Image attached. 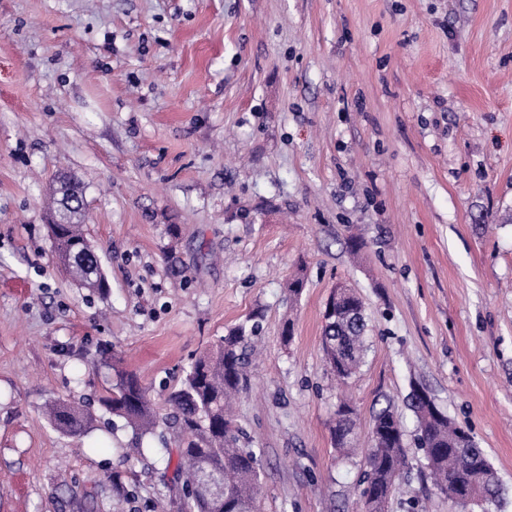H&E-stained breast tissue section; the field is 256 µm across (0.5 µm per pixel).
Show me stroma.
Returning a JSON list of instances; mask_svg holds the SVG:
<instances>
[{
	"mask_svg": "<svg viewBox=\"0 0 512 512\" xmlns=\"http://www.w3.org/2000/svg\"><path fill=\"white\" fill-rule=\"evenodd\" d=\"M64 175L100 292L48 232ZM339 284L371 341L342 385L322 350ZM243 323L261 512H360L385 408L407 438L386 512H463L415 446V385L485 451L490 512H512V0H0V512H174L168 396ZM116 356L161 413L138 455L101 403ZM49 415L59 428L71 434L84 432L89 422L87 413L67 404L51 405ZM354 411L347 404L338 406L336 421L332 427V439L337 449L346 451L352 444L355 426Z\"/></svg>",
	"mask_w": 512,
	"mask_h": 512,
	"instance_id": "obj_1",
	"label": "stroma"
}]
</instances>
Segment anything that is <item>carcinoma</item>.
<instances>
[{
    "mask_svg": "<svg viewBox=\"0 0 512 512\" xmlns=\"http://www.w3.org/2000/svg\"><path fill=\"white\" fill-rule=\"evenodd\" d=\"M60 215L62 224L54 238L59 260L80 287H105L82 259L94 247L80 224L81 210L64 209ZM356 303L354 296H348L336 306L335 316L325 318L322 330L325 361L340 381L360 370L368 351L366 316L355 312ZM251 356V341L242 325L199 356L168 398L180 434L177 475L182 486L195 484L211 472L219 473L224 482L223 495H200L182 503V512H251L256 503L259 456L256 449L240 445L239 429L232 417V401L246 384ZM113 369L118 380L102 399L103 406L136 434L152 432L159 411L148 391L135 373L116 364ZM409 407L417 422L418 447L440 492L467 497V505L480 508L491 503L489 497H498V477L475 439L464 440L460 426L448 415L435 414L427 402L413 394ZM49 415L59 428L71 434L84 432L89 422L87 413L67 404L51 405ZM354 426L353 409L345 403L339 405L332 427L337 449H349ZM371 434L377 437V444L366 458L360 496L363 512H383L397 489L404 464L402 421L393 411L383 409L374 417Z\"/></svg>",
    "mask_w": 512,
    "mask_h": 512,
    "instance_id": "carcinoma-1",
    "label": "carcinoma"
}]
</instances>
